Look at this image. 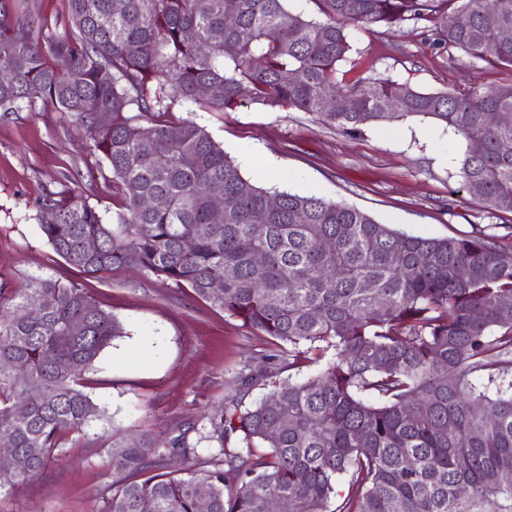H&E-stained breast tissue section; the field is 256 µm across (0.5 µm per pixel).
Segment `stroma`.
Returning <instances> with one entry per match:
<instances>
[{"label": "stroma", "mask_w": 512, "mask_h": 512, "mask_svg": "<svg viewBox=\"0 0 512 512\" xmlns=\"http://www.w3.org/2000/svg\"><path fill=\"white\" fill-rule=\"evenodd\" d=\"M422 31L411 22L351 30L352 49L338 69L348 82L390 78L427 92L512 78L506 69L458 66L432 50ZM193 118L258 186L342 201L426 237L512 225V213H487L462 189L467 142L433 119L347 137L307 113L255 104ZM93 163L74 119L39 106L0 112V280L19 288L31 273L69 277L40 233L33 204L65 183L114 216L118 205ZM273 165L283 180L272 178ZM85 286L123 328L86 376V391L104 416L69 435L43 475L0 497V512H105L117 479L108 462L116 441L184 432L201 459L218 455L206 438L210 415L239 399L236 377L264 367L271 350L267 337L238 318L162 279L116 268L86 278Z\"/></svg>", "instance_id": "stroma-1"}]
</instances>
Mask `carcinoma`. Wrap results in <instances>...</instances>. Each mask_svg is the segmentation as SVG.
Instances as JSON below:
<instances>
[{"mask_svg":"<svg viewBox=\"0 0 512 512\" xmlns=\"http://www.w3.org/2000/svg\"><path fill=\"white\" fill-rule=\"evenodd\" d=\"M29 2L0 0V112L39 102L74 117L121 200L110 224L66 185L45 193L35 220L53 252L81 274L121 266L187 287L269 337L276 352L266 358L281 370L319 365L248 407L215 412L206 439L222 460L202 464L183 436L114 444L121 478L107 512H141L145 501L197 512L202 498L210 512H266L273 496L291 512H512V483L500 481L512 473V316L501 311L512 244L482 229L411 235L315 193H272L205 126L172 119L177 105L224 113L247 101L354 136L430 117L481 143L464 156L463 187H480L487 212L512 213V79L433 92L338 80L348 28L405 21L430 23L426 43L452 61L512 70V40L500 37L512 0H315L323 21L287 0H122L118 11L112 0H65L60 32ZM456 12L466 27L448 26ZM212 85L222 94L203 97ZM495 111L503 119L493 123ZM217 198L222 224L211 221ZM325 239L333 250L320 249ZM256 251L266 256L260 279ZM121 334L75 280L0 283V436L27 461L0 471V492L43 474L66 437L103 416L84 379ZM168 454L188 465L162 471ZM344 476L348 494L332 510Z\"/></svg>","mask_w":512,"mask_h":512,"instance_id":"carcinoma-1","label":"carcinoma"}]
</instances>
